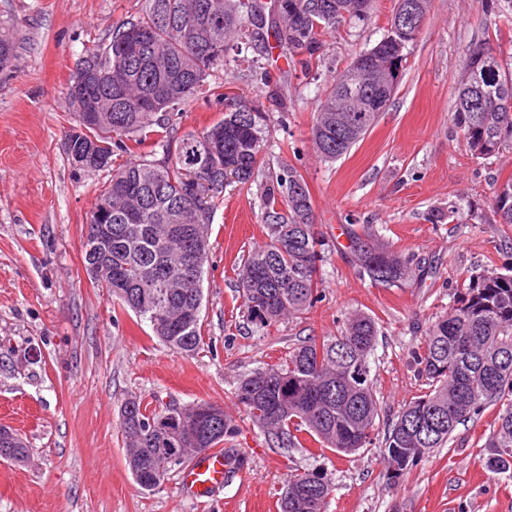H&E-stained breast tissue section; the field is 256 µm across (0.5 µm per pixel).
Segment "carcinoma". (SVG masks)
I'll use <instances>...</instances> for the list:
<instances>
[{
	"instance_id": "carcinoma-1",
	"label": "carcinoma",
	"mask_w": 512,
	"mask_h": 512,
	"mask_svg": "<svg viewBox=\"0 0 512 512\" xmlns=\"http://www.w3.org/2000/svg\"><path fill=\"white\" fill-rule=\"evenodd\" d=\"M283 26L288 37L269 26L252 29L255 9L270 11L274 0H143L138 16L87 51L77 63L66 96L75 125L81 113L98 108L102 118L76 140L106 143L111 152L134 153L133 161L112 167L95 199L87 229L106 205L112 213V240L98 247L105 269L95 276L112 301L146 322L165 346L185 355L204 349L201 306L208 227L224 187L257 188L266 241L248 252L238 272L247 320L269 331L289 315L302 314L318 299L319 263L328 243L314 224L308 184L290 163L265 168L272 149L271 117L259 100H245L225 81L207 87L229 52L258 49L248 60L253 81L268 87L288 85L293 75L316 77L331 32L365 24L358 0H287ZM284 60L280 66L272 50ZM18 44L0 24V70L12 65ZM486 52L491 64L479 69L474 90L462 79L452 121L477 158L512 149V54L485 41L468 48L466 61ZM349 69L336 78L313 115L310 140L326 161L347 154L371 129L379 113L367 111L364 98L348 92ZM208 90L223 117L201 130L178 135L162 114L185 106ZM341 116L359 119V132L336 127ZM151 145L148 153L138 149ZM163 157L154 158L157 149ZM511 191H495L492 208L501 224L512 225ZM359 271L385 286L409 274V263L366 226L350 239ZM198 260L191 288L179 283L186 261ZM377 338L374 320L351 315L335 336L312 339L275 364L239 380L234 397L252 425L276 448L302 446L307 434L320 448L351 454L371 444L378 415L369 355ZM421 372L424 394L404 405L385 441L387 480L396 481L445 446L456 427L490 405L500 406L488 437L485 466L512 472V274L488 272L462 287L447 315L430 325ZM214 415L197 429L194 418ZM120 428L126 463L144 491L159 488L175 467L236 433L224 409L210 403L179 407L175 421L162 422L171 409L157 410L137 397L121 406ZM181 448L171 456L169 449ZM23 439L0 441V457L23 462ZM332 492L319 471L292 473L280 499V512H325Z\"/></svg>"
}]
</instances>
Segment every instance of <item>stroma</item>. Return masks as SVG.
Wrapping results in <instances>:
<instances>
[{
	"label": "stroma",
	"instance_id": "1",
	"mask_svg": "<svg viewBox=\"0 0 512 512\" xmlns=\"http://www.w3.org/2000/svg\"><path fill=\"white\" fill-rule=\"evenodd\" d=\"M141 0H0V22L21 41L0 71V425L30 455L0 459V512H260L279 501L291 470L320 468L327 512H512V474L487 470L489 406L388 485L385 437L427 380L418 363L426 332L463 283L512 270V226L491 207L512 177V150L475 158L450 118L467 49L491 41L512 52V24L489 27L505 0H430L400 86L376 125L335 162L312 149L317 89L386 34L397 0H374L368 23L328 38L317 83L293 79L270 165H295L309 184L330 250L318 300L271 332L247 322L238 268L265 240L256 194L227 186L209 224L203 278L206 345L197 355L159 343L115 308L84 263L86 224L109 172L77 170L63 140L74 122L66 88L85 50L137 15ZM372 226L412 259L395 286L360 273L350 231ZM360 311L378 328L370 357L378 416L373 443L350 455L269 447L233 396L237 381L303 341L338 333ZM137 396L163 409L207 401L237 425L222 444L235 470L210 497L187 491L182 469L147 493L125 460L120 406Z\"/></svg>",
	"mask_w": 512,
	"mask_h": 512
}]
</instances>
